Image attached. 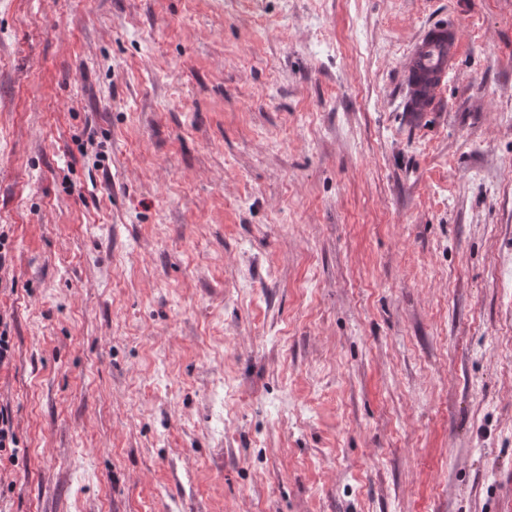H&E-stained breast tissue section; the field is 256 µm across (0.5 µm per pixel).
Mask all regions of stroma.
<instances>
[{"instance_id": "35a3bbf8", "label": "stroma", "mask_w": 512, "mask_h": 512, "mask_svg": "<svg viewBox=\"0 0 512 512\" xmlns=\"http://www.w3.org/2000/svg\"><path fill=\"white\" fill-rule=\"evenodd\" d=\"M0 236V512H512V0H0ZM461 43L459 27L439 22L426 25L413 42L403 70L410 112H431L451 71Z\"/></svg>"}]
</instances>
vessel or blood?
Listing matches in <instances>:
<instances>
[{
    "instance_id": "vessel-or-blood-1",
    "label": "vessel or blood",
    "mask_w": 512,
    "mask_h": 512,
    "mask_svg": "<svg viewBox=\"0 0 512 512\" xmlns=\"http://www.w3.org/2000/svg\"><path fill=\"white\" fill-rule=\"evenodd\" d=\"M461 43L459 28L433 22L413 42L403 70V84L413 112L431 111Z\"/></svg>"
}]
</instances>
